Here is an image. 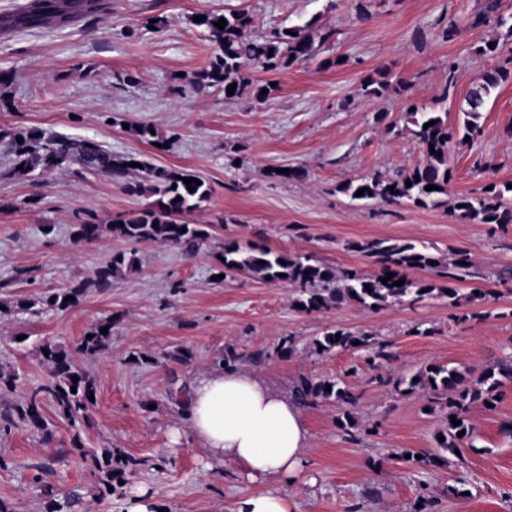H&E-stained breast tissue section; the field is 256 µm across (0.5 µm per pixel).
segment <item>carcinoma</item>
Masks as SVG:
<instances>
[{"mask_svg": "<svg viewBox=\"0 0 512 512\" xmlns=\"http://www.w3.org/2000/svg\"><path fill=\"white\" fill-rule=\"evenodd\" d=\"M105 9L104 0H31L21 6L14 14L0 18V36H8L17 30L38 29L48 26H66L76 18L101 12ZM497 0H487L484 10L476 14L470 23L478 27L495 20L497 25L506 28V37L512 38V24L498 15ZM225 19L224 29L214 26L219 19ZM197 25L206 29L216 44V52L209 68L198 77L200 88H216L223 92L228 86L236 84L232 95L224 99L233 100L245 91L261 100L270 97L273 92L271 84H256L245 72L246 64H253L265 71H277L287 68L295 62L307 60L315 54L314 38L300 27L293 28V33L281 31L270 40L257 41L249 35L251 18L245 12L229 14L206 13ZM512 80V68L500 67L487 74L469 93L466 105L460 108L463 115L462 137H473L479 131L478 119L487 101L500 84ZM267 94H261L262 90ZM393 90L385 76L369 77L363 85L364 94L380 98ZM434 125L424 127V124ZM406 123L412 125L410 132L424 148L426 162L415 167L407 176L399 179H385L374 175L369 179L351 180L342 187V192L351 199L370 200L380 198L389 203H411L415 206L446 207L460 218L481 224H512V188L500 189L490 185V189H481L472 193L448 199V144L453 133L448 130L447 118L438 112H421L417 109L407 113ZM17 164L25 170L37 166L45 171L59 168L66 163H77L83 168L101 173L122 183L125 190L135 196L152 198L143 209L134 216L121 219L111 224L107 230L114 237L130 243L151 241L162 245L181 247L191 256L200 244L209 237L208 230L200 224H191L186 216L207 201L211 188L205 180L188 190L183 182L185 178H198V175L184 169L153 166L143 160L126 157L116 158L101 144L94 140H49L42 141L37 130H31L14 141ZM139 163L137 169L130 163ZM435 185L437 189L427 191L425 187ZM363 190V195L355 193ZM351 248L374 261L383 268V273L392 274L387 283L381 282V276L365 277L356 272L336 274V269L311 255H290L272 250L250 246L245 248L238 242H224L220 253L219 274L225 276L231 272L246 273L252 278L272 282H287L294 288L296 296L294 307L310 313L330 309L355 302L364 308L382 307L390 302H406L414 305L428 296L438 295L448 299L449 305L458 306L462 297L454 284L461 281L471 268L467 255L462 252L453 254V258L444 263L430 254L426 247L415 242H400L390 239H372L354 242ZM134 257L124 252L112 254L109 260L96 270L95 279L90 282L95 288L107 290L112 288V280L124 267H131ZM434 269L437 280L404 279L397 269ZM404 280L400 286L394 285ZM87 290L82 284L63 292L46 294L42 305L64 311L79 302ZM107 332L100 333L101 328ZM92 338L82 337L81 351L90 356H99L107 352L112 337V320L98 324L91 331ZM359 345H353V342ZM322 351L335 348H359L367 350L373 346V337L367 333L354 335L349 332L330 331L315 342ZM41 351L48 352L43 357L52 369V380L36 389L27 400L9 408L4 414L7 424L18 418L36 428L44 427L41 412L42 402L49 399L56 410L71 424H76L88 417L90 393L96 392L94 379L78 368L71 355L61 346L45 343ZM505 381H512V355H509L488 368L474 380H465L464 376L453 367L445 365L432 366L408 382V388L428 391L435 396L448 397L446 419L456 418L457 426L447 423L438 432L444 441L437 442L442 450L455 454V450L464 445H472L474 429L469 424L467 413L474 403L488 405L496 400V392ZM76 392H71V387ZM331 391H326V387ZM297 397L311 403L318 399L335 400L345 404H354L358 396L352 393L341 380L313 381L301 380L296 390ZM463 435H458V432ZM98 471V481L103 487L112 485V481L124 478L128 466L135 461H115L112 451L106 450L102 456H93Z\"/></svg>", "mask_w": 512, "mask_h": 512, "instance_id": "obj_1", "label": "carcinoma"}]
</instances>
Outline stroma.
<instances>
[{
  "label": "stroma",
  "mask_w": 512,
  "mask_h": 512,
  "mask_svg": "<svg viewBox=\"0 0 512 512\" xmlns=\"http://www.w3.org/2000/svg\"><path fill=\"white\" fill-rule=\"evenodd\" d=\"M483 3L107 0L104 12L70 25L0 38V72L9 75L0 82V370L20 378L14 390H0V415L50 380L40 354L48 341L97 385L80 425L47 400L45 428L17 419L0 431V501L10 512H45L49 500L67 504L72 492L80 500L67 512H130L152 498L168 512H233L254 484L232 464L211 465L190 434L173 440L182 414L170 398L229 350L238 367L283 393L305 377L338 378L359 396L353 406L303 405L311 446L302 470L278 486L291 512H417L425 500L433 512H512V383L494 406H471V448L428 465L418 458L437 453L445 413L433 395L404 384L433 365L472 379L512 353V290L499 283L512 268V224L379 198L354 201L340 190L377 173L409 174L425 152L403 129L408 109L442 112L456 125L469 89L504 65L505 55L476 51L503 33L493 21L470 27ZM232 11L248 13L258 41L297 26L331 38L288 69L248 67L251 77L275 84L268 100L247 92L228 101L219 90L195 87L216 46L194 19ZM453 23L460 31L445 39ZM380 72L403 91L366 97L365 80ZM143 125L153 128L154 141L138 136ZM479 125L471 141L449 144V196L512 184V81L495 90ZM32 129L196 173L212 195L187 219L209 225V240L191 258L176 246H131L107 231L77 240V225L106 228L147 200L76 165L20 172L14 138ZM281 167L302 175L271 177ZM375 238L421 242L444 259L465 251L473 266L460 294L494 289L498 297L458 309L431 297L413 306L304 313L288 283L216 274V254L234 240L372 276L378 266L349 245ZM128 249L134 269L109 290L93 288L96 268ZM81 283L87 290L72 308L41 307L45 294ZM108 318V353L85 356L82 336ZM338 329L371 334L385 357L317 352L315 340ZM286 338L295 351L282 358L277 348ZM105 448L139 463L106 497L90 459Z\"/></svg>",
  "instance_id": "stroma-1"
}]
</instances>
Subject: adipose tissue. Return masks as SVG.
Returning <instances> with one entry per match:
<instances>
[{"label": "adipose tissue", "mask_w": 512, "mask_h": 512, "mask_svg": "<svg viewBox=\"0 0 512 512\" xmlns=\"http://www.w3.org/2000/svg\"><path fill=\"white\" fill-rule=\"evenodd\" d=\"M183 418L213 463H232L262 485V492L242 493L233 512H289L276 485L298 472L310 446L295 400L256 374L220 366L191 385Z\"/></svg>", "instance_id": "adipose-tissue-1"}]
</instances>
